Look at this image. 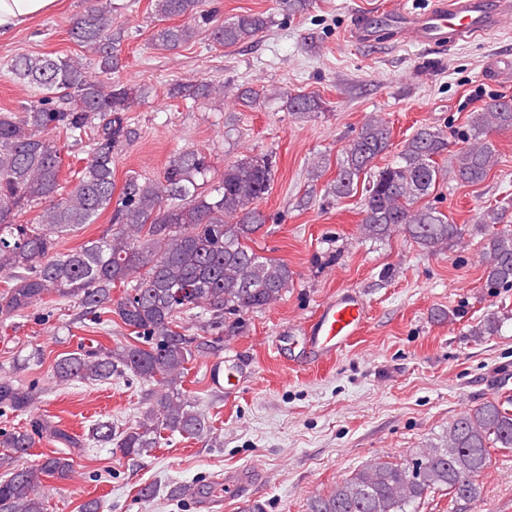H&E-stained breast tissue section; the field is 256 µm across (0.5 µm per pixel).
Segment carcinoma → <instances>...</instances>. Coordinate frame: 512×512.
<instances>
[{"instance_id":"carcinoma-1","label":"carcinoma","mask_w":512,"mask_h":512,"mask_svg":"<svg viewBox=\"0 0 512 512\" xmlns=\"http://www.w3.org/2000/svg\"><path fill=\"white\" fill-rule=\"evenodd\" d=\"M163 25L153 45L172 51L201 31L222 47L255 39L270 23L262 14L224 20L200 10V0H155ZM176 23L171 24L169 20ZM103 74L121 64L125 28L113 13L112 0H91L70 28ZM14 77L39 91V97L16 111L0 113V274L11 278L6 309L14 314L58 298L74 299L95 320L102 311L134 334L116 347H82L56 359L53 376L60 382H105L117 369L155 382V405L130 431L115 433L109 421L97 422L90 440L114 444L124 457H143L159 447L161 434L201 438L208 419L184 391L187 365L210 349L206 335H233L243 316L264 308L292 283L288 264L257 253L246 241L264 223L258 204L275 178L268 155L249 156L215 169L207 155L186 149L170 157L162 181L128 176L117 185L112 154L131 135L127 112L152 93L147 84L109 82L91 76L80 57L18 56L10 64ZM221 94L205 81L175 84L171 98L206 101ZM288 111L302 117L324 110L316 95L282 93ZM470 133L455 154L454 173L476 185L497 164L488 133L512 128V102L494 100L471 113ZM63 131L92 147L73 172L74 186L64 191L60 150L49 137ZM391 141L387 123L367 120L336 161L331 195L345 198L362 191V233L375 239L401 230L420 247L434 251L460 239L465 228L424 202L439 183L437 157L448 139L430 126L416 130L393 163L372 170ZM33 203L45 208L30 223L20 216ZM109 213L100 237L67 252L56 251L61 238ZM504 212L488 207L471 231L482 236V266L489 288H512V228L502 226ZM124 288L117 300L112 289ZM494 316L471 326L480 339L498 332ZM39 393L38 384L18 388L0 382V414L22 413ZM9 452L0 468L11 470L0 481V507L6 512H44L40 475L67 480L74 469L65 453L46 456L37 467L20 459L33 446V433L5 434ZM512 449V411L488 401L460 413L438 442L401 463L376 462L355 470L326 495L310 501L308 512H416L432 492L444 491L456 502L480 499L478 477L490 449Z\"/></svg>"}]
</instances>
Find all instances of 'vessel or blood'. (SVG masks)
<instances>
[{"label":"vessel or blood","instance_id":"vessel-or-blood-1","mask_svg":"<svg viewBox=\"0 0 512 512\" xmlns=\"http://www.w3.org/2000/svg\"><path fill=\"white\" fill-rule=\"evenodd\" d=\"M512 11V0H499L489 8L486 0H434L421 13L387 14L402 40L425 47L451 46L479 35L493 33L502 15ZM366 308L358 296L346 292L321 304L305 334L308 354L317 360L332 357L357 336L366 322Z\"/></svg>","mask_w":512,"mask_h":512}]
</instances>
